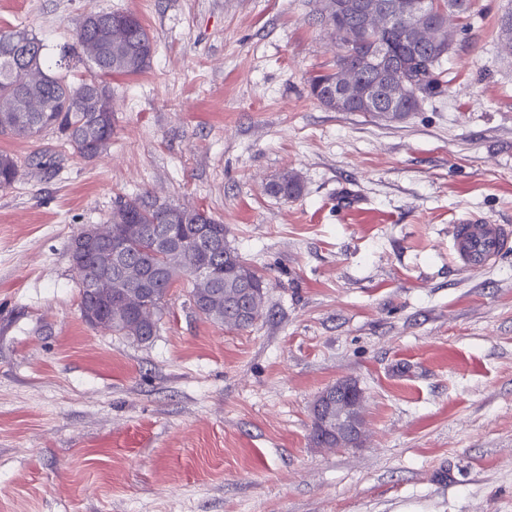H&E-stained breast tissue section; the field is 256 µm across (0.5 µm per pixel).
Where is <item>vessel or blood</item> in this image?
<instances>
[{
  "mask_svg": "<svg viewBox=\"0 0 512 512\" xmlns=\"http://www.w3.org/2000/svg\"><path fill=\"white\" fill-rule=\"evenodd\" d=\"M511 238L512 229L507 225L467 212L453 226L450 249L459 267L481 270L495 264Z\"/></svg>",
  "mask_w": 512,
  "mask_h": 512,
  "instance_id": "obj_1",
  "label": "vessel or blood"
}]
</instances>
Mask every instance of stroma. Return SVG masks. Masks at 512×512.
<instances>
[{"mask_svg": "<svg viewBox=\"0 0 512 512\" xmlns=\"http://www.w3.org/2000/svg\"><path fill=\"white\" fill-rule=\"evenodd\" d=\"M317 0H0L51 60L91 12L137 16L151 69L115 76L87 160L0 135V512H512V248L456 267L465 212L512 225V0L451 17L444 92L400 122L311 95L338 47ZM299 174V198L269 181ZM151 194L223 222L265 279L230 329L179 278L148 342L81 318L69 246ZM365 392L361 446L320 448L316 396Z\"/></svg>", "mask_w": 512, "mask_h": 512, "instance_id": "35a3bbf8", "label": "stroma"}]
</instances>
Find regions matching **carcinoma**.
Here are the masks:
<instances>
[{"instance_id":"cac0c4a2","label":"carcinoma","mask_w":512,"mask_h":512,"mask_svg":"<svg viewBox=\"0 0 512 512\" xmlns=\"http://www.w3.org/2000/svg\"><path fill=\"white\" fill-rule=\"evenodd\" d=\"M321 24L336 31L355 26L354 19L338 20L324 16L318 9ZM105 13L84 16L77 29V47L73 55L89 63V75L74 81L62 64H53L44 54V44L26 29L0 31V44L18 36L27 41L30 54L14 65L0 60V129L20 139H33L46 129L56 130L80 156L92 159L90 148L100 143L106 151L112 140L114 114L97 111L101 101L112 100L109 79L113 76L142 74L152 67V38L132 13L122 26L104 19ZM376 38L393 54L397 71L407 76L410 98L399 104L392 118L400 120L411 110L413 101L428 100L443 92L441 65L448 52L428 42L411 45L397 29H381ZM336 67L310 78L312 95L327 109H334L328 95L336 83L338 72L352 71L365 84L376 81L375 59L361 37L351 43H339ZM18 176V165L8 154H0V190L11 187ZM269 195L286 200L296 199L303 192L300 176L287 171L270 181ZM186 209L172 204H159L144 196L117 203L102 232L107 238L120 237L127 242L126 251L133 261L118 277L112 266L97 253L84 254L79 286L81 302L93 306L104 326L120 333L119 326L131 325L140 317H153L148 326H158L167 295L181 276L190 278V298L201 296L208 308L201 314L230 328L246 329L260 317L262 294L248 291L243 282L256 289L262 276L256 275L247 262L224 244V225L212 216L199 218L208 227V237L193 240L196 224L193 219H180ZM208 266L214 276L198 279L195 270Z\"/></svg>"}]
</instances>
